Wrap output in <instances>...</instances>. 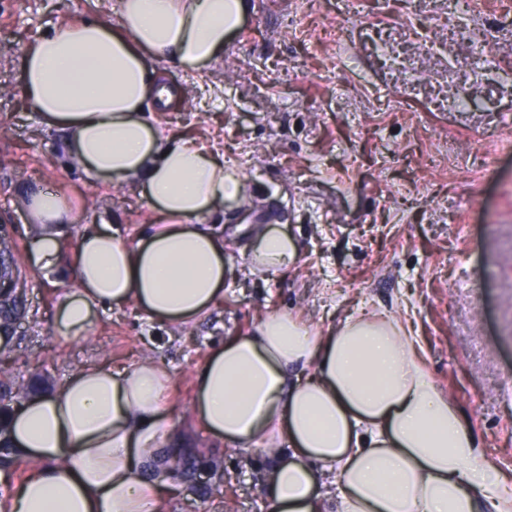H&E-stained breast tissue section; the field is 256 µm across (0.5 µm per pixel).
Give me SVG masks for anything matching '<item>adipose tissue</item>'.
<instances>
[{"mask_svg": "<svg viewBox=\"0 0 512 512\" xmlns=\"http://www.w3.org/2000/svg\"><path fill=\"white\" fill-rule=\"evenodd\" d=\"M246 9L247 0H120L117 26L64 24L25 53V93L66 131L68 154L92 176L142 184L159 219L133 246L108 224L79 238L75 287L57 308L62 337L82 335L103 305L132 302L147 319L183 323L223 295L224 243L194 221L240 196L243 180L220 154L148 118L178 92L145 60L201 69L223 55ZM28 211L35 259L54 266L73 208L40 190ZM255 240L263 272L296 257L280 229ZM169 383L149 361L90 367L29 398L6 439L33 466L0 512H162ZM196 390L208 433L268 457L271 512H512V478L485 460L412 328L394 317L363 311L322 331L268 313L255 335L206 357Z\"/></svg>", "mask_w": 512, "mask_h": 512, "instance_id": "adipose-tissue-1", "label": "adipose tissue"}]
</instances>
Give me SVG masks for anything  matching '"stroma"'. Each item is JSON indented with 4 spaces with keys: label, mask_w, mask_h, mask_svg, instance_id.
I'll use <instances>...</instances> for the list:
<instances>
[{
    "label": "stroma",
    "mask_w": 512,
    "mask_h": 512,
    "mask_svg": "<svg viewBox=\"0 0 512 512\" xmlns=\"http://www.w3.org/2000/svg\"><path fill=\"white\" fill-rule=\"evenodd\" d=\"M246 35L198 71L147 59L180 101L164 130L220 152L244 176L242 199L200 218L224 238V295L185 323L150 321L132 303L98 310L62 339L58 299L78 238L106 221L136 244L156 218L141 185L92 179L24 92L21 59L61 24H117L119 0H0V237L14 245L23 313L8 328L0 381L54 392L84 368L152 359L171 376L172 448L214 459L196 488L169 481L164 512H269L262 453L210 436L195 412L206 355L286 312L324 328L357 308L408 320L435 383L487 459L512 473V33L476 67L448 0H248ZM406 111L391 109L393 98ZM73 204L53 271L30 258L26 202ZM288 233L294 263L252 269L254 225Z\"/></svg>",
    "instance_id": "1"
}]
</instances>
